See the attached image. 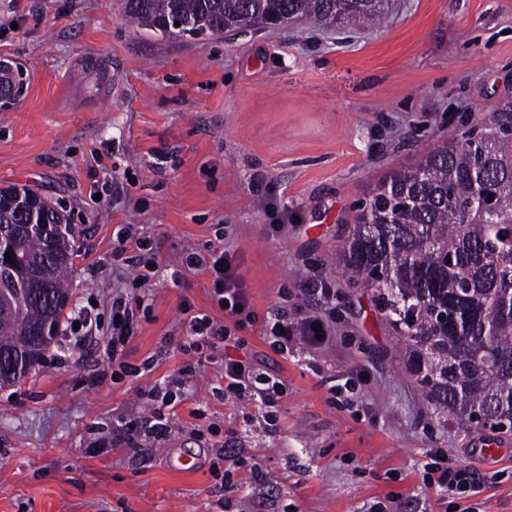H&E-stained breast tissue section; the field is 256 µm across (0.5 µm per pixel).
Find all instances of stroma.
Returning <instances> with one entry per match:
<instances>
[{
	"instance_id": "35a3bbf8",
	"label": "stroma",
	"mask_w": 512,
	"mask_h": 512,
	"mask_svg": "<svg viewBox=\"0 0 512 512\" xmlns=\"http://www.w3.org/2000/svg\"><path fill=\"white\" fill-rule=\"evenodd\" d=\"M0 59L28 84L0 112V187L62 208L79 251L66 314L89 307L98 324L83 350L58 335L34 374L0 389V512H512V431L430 405L372 290L337 260L370 187L512 98V0H392L381 23L350 31L173 41L137 33L120 0H0ZM265 193L285 227L257 207ZM125 224L172 264L219 237L235 254L258 317L243 351L287 385L274 426L225 400L219 361L180 349L183 301L221 315L201 272L162 270L145 289L125 279L146 298L125 357L141 373L89 384ZM282 305L325 313L335 347L276 354L260 321ZM169 375L187 385L158 442L147 393ZM130 422L136 447L113 449ZM222 447L246 448L268 486L240 468L217 489ZM432 448L474 469L480 492L439 499L424 482Z\"/></svg>"
}]
</instances>
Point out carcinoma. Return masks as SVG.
<instances>
[{
    "label": "carcinoma",
    "mask_w": 512,
    "mask_h": 512,
    "mask_svg": "<svg viewBox=\"0 0 512 512\" xmlns=\"http://www.w3.org/2000/svg\"><path fill=\"white\" fill-rule=\"evenodd\" d=\"M391 0H122L137 32L166 40L244 28L379 21ZM180 26H175V23ZM27 89L20 66L0 67V94ZM512 100L462 142L423 153L376 183L339 249L343 271L375 291L409 369L437 408L512 424ZM61 224L63 215L24 186L0 188L3 224ZM18 236V259L0 266V354L32 345L30 328L60 325L76 250L69 233ZM40 260L37 281L29 262ZM40 283L60 302L37 298Z\"/></svg>",
    "instance_id": "obj_1"
}]
</instances>
